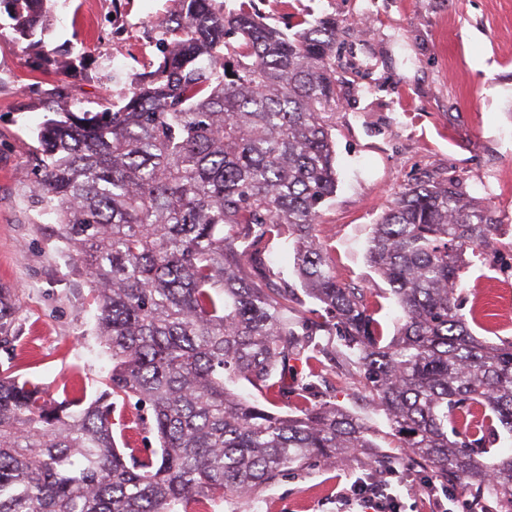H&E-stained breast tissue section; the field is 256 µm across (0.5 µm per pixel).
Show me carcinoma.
I'll use <instances>...</instances> for the list:
<instances>
[{"label": "carcinoma", "instance_id": "cac0c4a2", "mask_svg": "<svg viewBox=\"0 0 512 512\" xmlns=\"http://www.w3.org/2000/svg\"><path fill=\"white\" fill-rule=\"evenodd\" d=\"M156 26L155 69L120 106L80 108L37 132L33 202L55 217L97 303L112 360L91 401L0 372V512H181L199 495L246 499L312 459L375 448L371 428L333 402L281 415L269 398L290 362L331 359L335 331L357 358L395 448L442 481L477 486L512 506V339L475 335L456 293L494 249L496 211L459 183L407 188L375 224L372 266L403 316L387 337L379 288L336 277L316 236L337 187L328 114L336 108V26L301 19L287 34L241 2L172 0ZM49 0H0L41 57ZM296 243L295 271L324 306L316 321L284 285L252 270L270 242ZM15 303L0 288V349L13 351ZM148 407L160 448H117V404Z\"/></svg>", "mask_w": 512, "mask_h": 512}]
</instances>
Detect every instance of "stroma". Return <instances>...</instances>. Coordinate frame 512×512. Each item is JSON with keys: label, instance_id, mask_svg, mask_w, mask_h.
Returning <instances> with one entry per match:
<instances>
[{"label": "stroma", "instance_id": "stroma-1", "mask_svg": "<svg viewBox=\"0 0 512 512\" xmlns=\"http://www.w3.org/2000/svg\"><path fill=\"white\" fill-rule=\"evenodd\" d=\"M171 0H51L40 59L0 18V288L15 291L16 342L0 368L47 387L53 397L78 387L94 397L111 361L96 335L97 305L86 278L31 200L40 175L36 135L50 106L91 112L119 103L156 49V23ZM268 24L330 19L339 30L331 112L338 184L321 211L317 236L339 278L357 288L378 279L367 262L374 224L411 185L454 180L496 208L497 252L466 272L458 291L472 331L512 338V0H253ZM320 384L388 446L385 415L369 403L343 345ZM403 463L376 469L367 452L314 460L283 472L250 500L197 497L188 512H361L352 486L386 482L399 512H479L473 490L431 480Z\"/></svg>", "mask_w": 512, "mask_h": 512}]
</instances>
